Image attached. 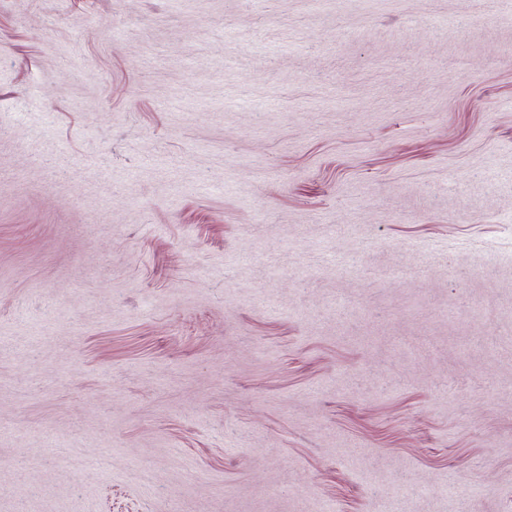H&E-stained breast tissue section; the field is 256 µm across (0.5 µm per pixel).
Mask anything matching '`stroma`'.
I'll return each mask as SVG.
<instances>
[{
	"label": "stroma",
	"mask_w": 512,
	"mask_h": 512,
	"mask_svg": "<svg viewBox=\"0 0 512 512\" xmlns=\"http://www.w3.org/2000/svg\"><path fill=\"white\" fill-rule=\"evenodd\" d=\"M463 491L512 512V11L0 0V512Z\"/></svg>",
	"instance_id": "1"
}]
</instances>
